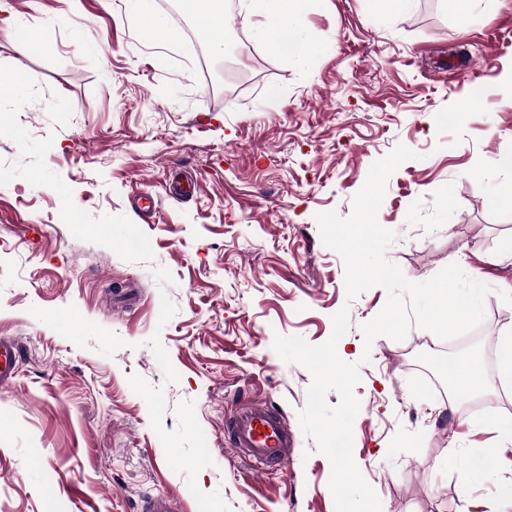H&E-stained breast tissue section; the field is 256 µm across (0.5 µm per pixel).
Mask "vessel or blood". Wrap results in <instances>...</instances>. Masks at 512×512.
Here are the masks:
<instances>
[{
	"label": "vessel or blood",
	"instance_id": "obj_1",
	"mask_svg": "<svg viewBox=\"0 0 512 512\" xmlns=\"http://www.w3.org/2000/svg\"><path fill=\"white\" fill-rule=\"evenodd\" d=\"M20 356L17 345L0 338V384L14 378V364ZM224 433L234 448L244 452L251 466L268 471L288 459L292 436L283 416L264 402L243 405L224 423Z\"/></svg>",
	"mask_w": 512,
	"mask_h": 512
}]
</instances>
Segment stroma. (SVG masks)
<instances>
[{
	"label": "stroma",
	"mask_w": 512,
	"mask_h": 512,
	"mask_svg": "<svg viewBox=\"0 0 512 512\" xmlns=\"http://www.w3.org/2000/svg\"><path fill=\"white\" fill-rule=\"evenodd\" d=\"M223 41L157 42L125 0H0L34 47L0 31V337L23 360L0 385V512H335L331 465L299 414L310 372L275 335L317 345L348 308L339 357L359 363L353 458L381 512H512V420L499 339L512 334V0H310L311 44L277 52L241 0ZM390 177L379 223L411 281L456 263L491 292L452 340L411 326L365 345L383 288L348 298L315 219L349 216L371 165ZM157 201L137 208L138 195ZM81 221L67 224L65 212ZM476 362L473 395L423 379L439 357ZM264 401L288 423L284 467L260 473L224 421Z\"/></svg>",
	"instance_id": "obj_1"
}]
</instances>
